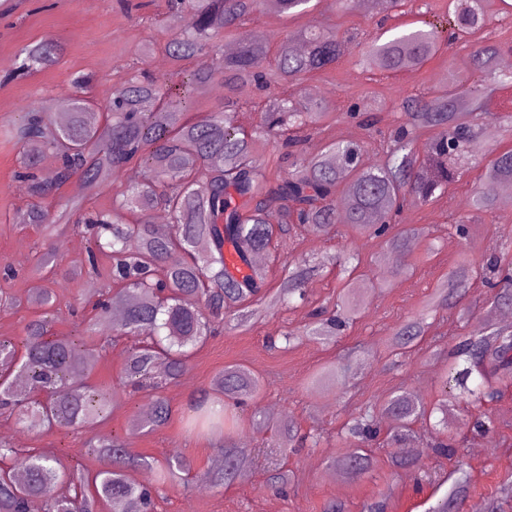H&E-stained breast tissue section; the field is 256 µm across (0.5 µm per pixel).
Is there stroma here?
Wrapping results in <instances>:
<instances>
[{
	"mask_svg": "<svg viewBox=\"0 0 512 512\" xmlns=\"http://www.w3.org/2000/svg\"><path fill=\"white\" fill-rule=\"evenodd\" d=\"M137 2L6 0L0 6V290L20 301L16 307L0 305V336L23 335L26 324L38 315L37 305L30 303L28 296L37 283L32 269L42 254H50L54 270L47 283L57 296L51 324L54 335L72 334L70 308L83 306L95 292L107 289L105 281L91 283L85 271V249H62L63 240L75 239L74 231L48 238L41 228L26 223L31 198L25 181L15 175L21 149L16 129L24 108L41 103L53 106L68 99L70 81L76 75H91L90 97L106 101L137 61H145L153 73H168L164 46L172 32L164 0H148V7L143 9ZM315 21L342 24L349 35L342 57L330 73L301 82L302 98H311L313 88H324L325 99L336 111L329 123L307 130L306 147L311 152L326 141L356 135V127L343 117L349 104H356L362 112L380 113L385 122H392L399 115L403 98L426 95L445 84L450 67L471 50L470 44L459 42L442 47L421 68L388 77L372 74L361 58L374 26L361 13L344 12L340 0H320L313 14L290 19L266 6L251 27L274 43ZM42 39L60 44L57 62L26 75H13L21 50ZM148 44L155 50L146 57L142 49ZM486 163L483 157H462L461 177L449 186L447 197L406 211L407 223L429 229L426 238L410 242L404 261L409 265L407 273H399L400 264L391 261L389 251L379 241L351 232L340 237L309 234L264 253L261 267L275 287L288 261L302 255L320 261L325 254L343 247H362L365 257L361 271L376 287L364 296L356 322L336 344L327 345L301 334L313 307L336 302L337 270L328 265L307 282L308 304L270 310L262 322L246 330L226 324L221 334L194 353L182 384L125 388L126 353L136 339L129 336L110 343V322L102 319L96 334L104 344L91 349L96 364L90 377L122 391L121 407L95 426L37 436L15 420L0 417V442L52 448L66 464L90 470L97 469L99 463L89 444L103 435L119 437L128 448L160 462L177 454L185 456L192 463L197 488L190 494L178 486L168 488L157 503V512H323L331 502L341 504L344 512H368L378 501L383 502L384 512H424L434 479L441 475L454 478L459 470L470 476L460 512H488L492 506L497 512H512V384L487 405L495 421L494 432L480 434L469 430L463 420L459 391L443 385L448 355L465 336L464 328L438 320L426 335L425 348L412 349L401 357L392 355L387 347L392 330L414 315L438 276L452 269L461 253H469L479 263L499 254L504 244L512 241L510 204H497L494 211L474 217L466 237L448 231L453 213L463 208L466 197L478 186ZM287 331L300 335L294 346H285L282 340ZM228 363L244 364L265 381L260 395L237 412L244 427L230 437L187 431L183 412L191 398L207 390L212 378ZM403 389L428 407L447 399L448 436L456 441V455L446 459L428 448L430 427L420 421L413 430L422 456L412 467L394 468L388 450L375 449L371 452L373 467L367 475L353 479L339 473L332 459L349 449L348 442L340 437L342 427L366 407L381 405L393 392ZM159 397L173 409L167 425L154 432L132 429L131 421L143 405ZM259 410L292 417L300 432L320 435V445L296 452L274 450L272 431L248 424ZM229 438L248 450L253 468L246 479L216 490L203 476L222 458ZM273 463L284 465L293 475L287 494L266 486L267 470Z\"/></svg>",
	"mask_w": 512,
	"mask_h": 512,
	"instance_id": "35a3bbf8",
	"label": "stroma"
}]
</instances>
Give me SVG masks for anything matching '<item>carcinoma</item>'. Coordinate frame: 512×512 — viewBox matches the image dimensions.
<instances>
[{"label": "carcinoma", "mask_w": 512, "mask_h": 512, "mask_svg": "<svg viewBox=\"0 0 512 512\" xmlns=\"http://www.w3.org/2000/svg\"><path fill=\"white\" fill-rule=\"evenodd\" d=\"M277 11L287 17H302L317 8L313 0H275ZM404 0H354L352 8L391 13ZM261 0H167L175 33L165 45L174 67L167 77H157L143 68H131L124 83L101 110L88 96L91 79H72L71 107L65 123L55 121L44 106L22 113L17 131L22 148L47 154L59 161L56 181L46 183L28 176L33 199L28 212L32 224L50 236L62 224L73 223L82 202L68 200L50 215L39 205L72 177L83 180L89 191L112 183V207L87 212L81 232L87 240L86 264L98 272L109 263L112 294L92 305L102 318L112 308H123L122 319L113 323L114 338L141 336L129 348L126 378L136 385L174 382L188 368L193 352L203 346L215 329L232 317L237 324L256 322L263 305H291L306 300L305 285L319 271L307 257L288 263L276 288L267 287L266 276L253 269L250 256L272 248L279 234L303 230L320 236L335 225H350L392 251L402 252L406 242L424 234L417 224L402 223L411 206L443 197L448 183L458 177L457 158L448 153L456 143L463 152L486 150L480 124L486 102L502 83L512 84V75L498 71L501 46L489 38L476 42L464 69L452 70L448 85L427 96H411L400 104V117L385 129L381 118L350 111L364 137L334 140L317 154L306 152L299 130L325 123L330 106L325 102L296 100L290 90L300 80L321 74L339 61L342 40L329 24L301 28L281 39L270 50L264 35L246 30L258 12ZM188 12L191 23L181 29L180 14ZM489 18L484 0H448L445 25L394 27L373 37L362 55L372 72L395 74L420 68L440 50L485 29ZM234 34L237 50L224 52L221 36ZM58 45L42 40L25 48L18 71L28 72L56 59ZM209 54L210 71L186 70L184 63ZM271 62L267 84H276L282 95L271 101L261 125L248 133L236 124V112L252 87L258 72ZM218 84L224 90L223 106L211 112L195 111L196 97ZM430 134L428 153L420 156L417 139ZM288 138L292 169L261 164L255 141L265 137ZM378 144L384 155L378 166H365V142ZM138 164L143 177L136 183L122 180L121 172ZM512 182V150L492 155L484 168L482 184L467 197L465 208L455 213L451 227L458 236L467 233L468 220L490 212L494 188ZM167 212L172 232L160 235L151 223L157 209ZM340 268L336 311L316 314L303 335L330 340L350 324L358 311V298L373 284L358 274L360 249L340 251L331 258ZM490 288L491 305H512V243L481 264L462 255L454 269L440 278L421 302L413 319L399 325L387 338L394 355L422 338L429 320L440 313L473 322V330L459 344L454 358L463 367L450 368V381L474 410L470 424L484 434L494 429L485 409L495 395L493 380L512 378V326H494L474 317L460 306L478 282ZM32 300L45 309L44 316L30 321L20 339L0 336V415L16 417L27 430L40 433L53 428L76 429L104 420L121 398L110 388L96 385L82 374L91 327L84 311L72 317L81 331L54 337L48 331V316L55 296L42 285L33 288ZM24 376L34 395H22L12 378ZM262 390L260 378L241 364H227L211 390L192 399L184 417L191 431L217 432L228 421L226 406L237 404ZM172 410L162 399L151 412L136 419L140 429L156 431L165 426ZM427 417V410L404 390L394 392L380 407H368L348 428L362 443L374 441L387 424L386 446L399 447L411 436V424ZM263 423L274 430L279 447L286 448L297 435L296 423L267 415ZM99 468L85 472L65 465L54 453L0 445V461L20 463L24 479L0 475V512H126L129 502L140 512H154L160 487L183 483L189 492L191 462L180 455L157 463L135 454L117 437H101L91 444ZM334 463L359 477L372 458L360 447L336 457ZM150 469L155 483L134 481L130 471ZM251 460L243 449L224 445V467L211 470L205 481L222 489L249 476ZM273 490H283L288 471L274 467L266 480ZM468 477L459 473L447 493L428 512H454ZM65 485L68 493L47 498L48 485Z\"/></svg>", "instance_id": "1"}]
</instances>
